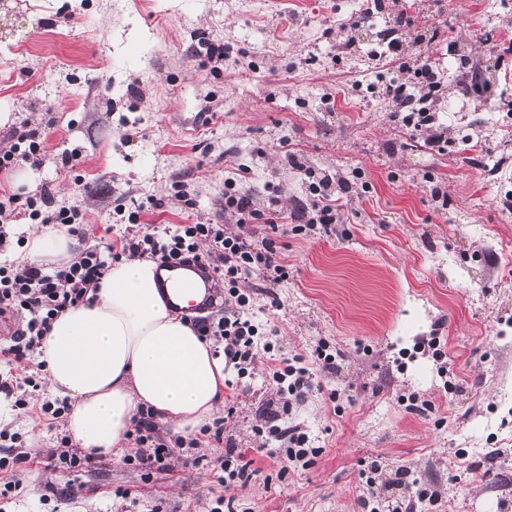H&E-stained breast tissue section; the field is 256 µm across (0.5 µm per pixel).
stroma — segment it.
Instances as JSON below:
<instances>
[{
  "label": "stroma",
  "instance_id": "1",
  "mask_svg": "<svg viewBox=\"0 0 512 512\" xmlns=\"http://www.w3.org/2000/svg\"><path fill=\"white\" fill-rule=\"evenodd\" d=\"M362 0H0V149L36 130L42 163L0 171V196L52 192L53 207L84 217L85 245L201 222L251 240L253 224L224 211V182L259 203L270 186L289 213L311 201L291 166L330 174L331 232L274 234L290 277L257 296L255 320L277 329L282 350L311 357L326 344L336 372L289 420L320 454L279 475L254 448L261 409L278 401L272 360L258 351L251 374L225 370L236 413L223 441L201 439L166 471L143 477L103 455L81 472L60 464L62 419L38 417L51 395L44 373L26 410L0 421V453L22 436L26 458L0 470V512H209L222 492L214 471L187 456L222 455L226 443L262 477L238 485L237 512H363L365 474L408 471L435 485L415 512H512V111L460 94L465 61L497 64V94L512 91V0H384L368 27L351 17ZM407 12L419 33L441 31L428 61L444 84L439 109L448 144L405 127L383 88L412 83L408 70L375 59L379 34ZM230 46L210 61L206 42ZM70 156L62 165V156ZM191 210L173 204L177 189ZM164 206L123 223L117 207ZM436 336L439 349L426 347ZM77 481V496L59 492Z\"/></svg>",
  "mask_w": 512,
  "mask_h": 512
}]
</instances>
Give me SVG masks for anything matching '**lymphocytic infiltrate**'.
Returning a JSON list of instances; mask_svg holds the SVG:
<instances>
[{
    "instance_id": "obj_1",
    "label": "lymphocytic infiltrate",
    "mask_w": 512,
    "mask_h": 512,
    "mask_svg": "<svg viewBox=\"0 0 512 512\" xmlns=\"http://www.w3.org/2000/svg\"><path fill=\"white\" fill-rule=\"evenodd\" d=\"M401 106L406 127L420 131L429 130L434 144H441L443 135L435 131L436 116L426 106L425 95L419 96L405 84L390 83L384 88ZM277 196H270L266 206H259L254 197L238 188L236 183L224 185V209L234 214L240 223L259 224L279 230L281 213ZM51 194L41 189L39 197L27 198L25 205L30 218L41 220L43 225L64 231L72 237H82L83 228L79 213L74 209H51ZM209 242L219 264L214 271L224 283V314L210 320H193L199 335L223 342L224 360L232 364L239 376H246L257 348L274 351L273 331L262 328L249 316L253 297L242 292L239 281L243 276H258L264 291H271L288 279V267L283 263L274 240L268 237L248 241L238 236L225 235L218 224H181L175 231L163 234L148 233L141 238L123 239L119 246L106 249L89 247L82 251L77 261L63 266L47 268L30 265L17 272L11 266L0 264V319L24 315L25 321L16 329L9 344L0 347V361L15 367L16 375L0 381V392L14 397L18 408H27V394L36 388L30 375V357L36 352L42 338L53 322L68 308L87 302L102 276L113 263L126 255L147 256L163 264L170 261L200 257V242ZM313 363H306L302 355L278 357L272 370L273 382L283 395L281 406L269 410L264 427L257 431L259 453L277 459L281 473L298 467L311 466L319 451L311 447L308 435L298 426L284 421L293 405L307 397L312 389L311 365L330 370L335 366L331 355L323 348H315ZM150 417H140L133 432V448L124 458L126 464L153 474L165 470L176 450L182 449L183 438L164 442L153 434ZM218 483L224 489L217 498L226 512L235 504L233 491L239 482L249 478L247 464L243 463L234 446H226L221 457L211 463Z\"/></svg>"
}]
</instances>
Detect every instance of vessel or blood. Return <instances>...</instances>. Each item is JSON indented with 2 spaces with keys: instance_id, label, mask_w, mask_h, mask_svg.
Returning a JSON list of instances; mask_svg holds the SVG:
<instances>
[{
  "instance_id": "b4317fda",
  "label": "vessel or blood",
  "mask_w": 512,
  "mask_h": 512,
  "mask_svg": "<svg viewBox=\"0 0 512 512\" xmlns=\"http://www.w3.org/2000/svg\"><path fill=\"white\" fill-rule=\"evenodd\" d=\"M158 282L161 289L171 290L174 300H185L190 314L213 311L224 295L222 282L202 261L162 266Z\"/></svg>"
}]
</instances>
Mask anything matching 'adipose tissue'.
<instances>
[{
	"instance_id": "adipose-tissue-1",
	"label": "adipose tissue",
	"mask_w": 512,
	"mask_h": 512,
	"mask_svg": "<svg viewBox=\"0 0 512 512\" xmlns=\"http://www.w3.org/2000/svg\"><path fill=\"white\" fill-rule=\"evenodd\" d=\"M30 263L76 261L75 241L46 231L26 240ZM49 392L69 405L73 444L119 457L140 412L183 437L197 434L224 407V354L167 304L158 264L114 263L92 302L68 309L39 348Z\"/></svg>"
}]
</instances>
